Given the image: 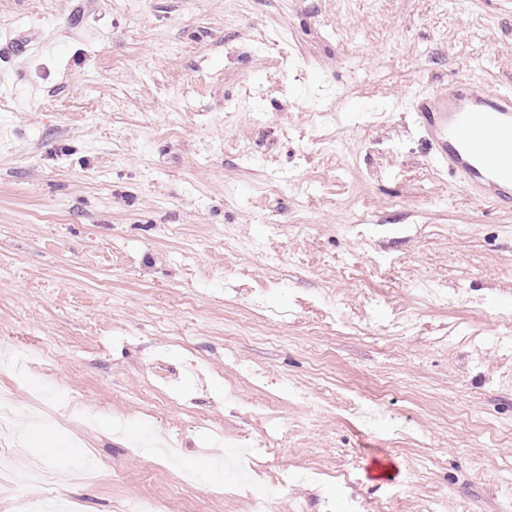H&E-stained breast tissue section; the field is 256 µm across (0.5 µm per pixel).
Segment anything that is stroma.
<instances>
[{
  "label": "stroma",
  "instance_id": "stroma-1",
  "mask_svg": "<svg viewBox=\"0 0 512 512\" xmlns=\"http://www.w3.org/2000/svg\"><path fill=\"white\" fill-rule=\"evenodd\" d=\"M1 28L0 344L30 356L0 359V512L512 507V201L408 109L512 90V4L0 0Z\"/></svg>",
  "mask_w": 512,
  "mask_h": 512
}]
</instances>
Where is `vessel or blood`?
<instances>
[{
	"label": "vessel or blood",
	"instance_id": "1",
	"mask_svg": "<svg viewBox=\"0 0 512 512\" xmlns=\"http://www.w3.org/2000/svg\"><path fill=\"white\" fill-rule=\"evenodd\" d=\"M410 117L428 141L431 160L478 197H512V94L469 83L415 97ZM499 148L487 149L489 140Z\"/></svg>",
	"mask_w": 512,
	"mask_h": 512
}]
</instances>
